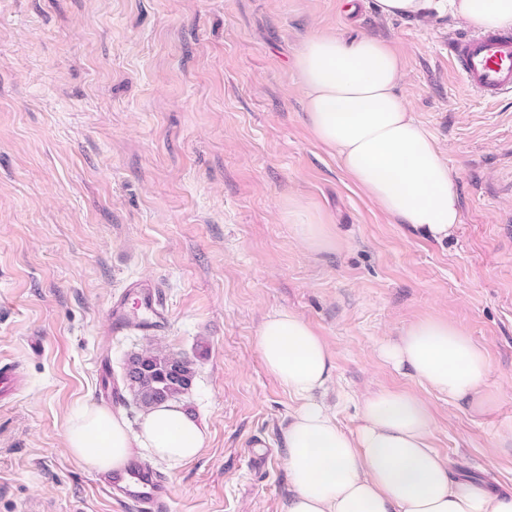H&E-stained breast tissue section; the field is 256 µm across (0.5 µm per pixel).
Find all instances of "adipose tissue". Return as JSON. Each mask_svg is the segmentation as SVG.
<instances>
[{
	"label": "adipose tissue",
	"mask_w": 512,
	"mask_h": 512,
	"mask_svg": "<svg viewBox=\"0 0 512 512\" xmlns=\"http://www.w3.org/2000/svg\"><path fill=\"white\" fill-rule=\"evenodd\" d=\"M385 16L435 10L479 30L512 27V0H376ZM314 138L390 216L425 235L452 236L460 211L452 173L433 137L398 93L402 60L385 41L335 34L306 39L294 60ZM257 348L269 374L299 405L284 432L292 494L285 512H512V492L456 479L430 443L432 416L410 392L378 390L363 401L354 430L315 399L334 369L313 328L281 310L262 321ZM393 370L429 390L482 410L490 400L483 349L461 328L429 317L381 346ZM69 453L88 471L109 473L145 451L170 468L193 460L205 430L172 400L146 412L137 430L122 413L82 405L65 433Z\"/></svg>",
	"instance_id": "adipose-tissue-1"
}]
</instances>
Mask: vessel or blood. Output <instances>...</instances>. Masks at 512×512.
I'll use <instances>...</instances> for the list:
<instances>
[{
    "label": "vessel or blood",
    "mask_w": 512,
    "mask_h": 512,
    "mask_svg": "<svg viewBox=\"0 0 512 512\" xmlns=\"http://www.w3.org/2000/svg\"><path fill=\"white\" fill-rule=\"evenodd\" d=\"M448 53L456 72L472 90L495 100L512 94V32L467 34L450 40ZM134 293L146 315L131 320L125 310V298H118L109 308L113 334H122L131 323L153 328L160 314L156 288L136 284ZM23 388V378L11 364L0 366V401L16 396ZM99 489L110 499L132 508L133 512H169L171 497L166 481L140 459H130L120 469L104 477Z\"/></svg>",
    "instance_id": "1"
}]
</instances>
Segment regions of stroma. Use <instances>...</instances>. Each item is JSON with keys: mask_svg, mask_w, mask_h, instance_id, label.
<instances>
[{"mask_svg": "<svg viewBox=\"0 0 512 512\" xmlns=\"http://www.w3.org/2000/svg\"><path fill=\"white\" fill-rule=\"evenodd\" d=\"M355 2L0 0V360L25 377L0 405V512H128L68 454L65 428L97 403L102 355L137 425L122 363L154 346L194 362L181 402L206 428L195 459L153 465L171 512H284L299 402L257 349L279 310L325 341L324 401L342 428L368 392H413L452 476L512 491V96L485 100L452 68L463 20ZM316 33L378 36L401 57L398 90L453 173V237L382 212L313 138L294 59ZM308 221L335 247L308 249ZM137 281L159 291L164 324L113 335L108 309ZM428 316L484 350L482 413L380 358Z\"/></svg>", "mask_w": 512, "mask_h": 512, "instance_id": "stroma-1", "label": "stroma"}]
</instances>
